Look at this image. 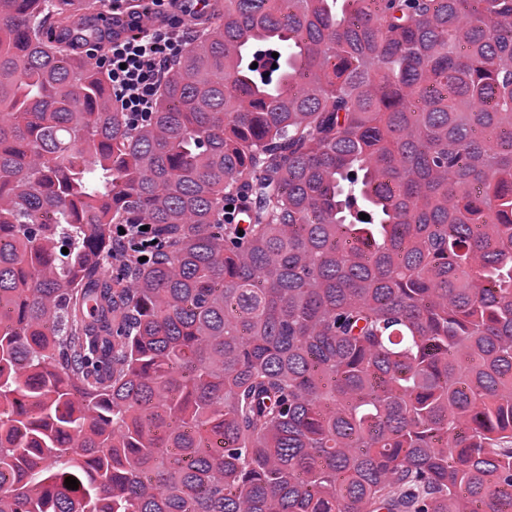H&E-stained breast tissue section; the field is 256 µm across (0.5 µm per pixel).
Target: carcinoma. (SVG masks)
<instances>
[{
    "label": "carcinoma",
    "mask_w": 512,
    "mask_h": 512,
    "mask_svg": "<svg viewBox=\"0 0 512 512\" xmlns=\"http://www.w3.org/2000/svg\"><path fill=\"white\" fill-rule=\"evenodd\" d=\"M89 6L0 0V512H512V0H212L136 117Z\"/></svg>",
    "instance_id": "obj_1"
}]
</instances>
